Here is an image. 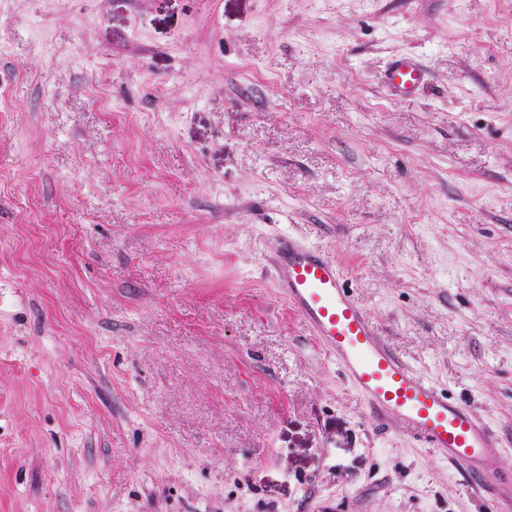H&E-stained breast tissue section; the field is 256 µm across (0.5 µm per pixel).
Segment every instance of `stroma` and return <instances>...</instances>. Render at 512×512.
<instances>
[{
    "label": "stroma",
    "mask_w": 512,
    "mask_h": 512,
    "mask_svg": "<svg viewBox=\"0 0 512 512\" xmlns=\"http://www.w3.org/2000/svg\"><path fill=\"white\" fill-rule=\"evenodd\" d=\"M288 234L511 471L512 0H0V512H512L374 431ZM386 77L398 94L406 95L423 82L425 73L414 59L400 58L391 64Z\"/></svg>",
    "instance_id": "35a3bbf8"
}]
</instances>
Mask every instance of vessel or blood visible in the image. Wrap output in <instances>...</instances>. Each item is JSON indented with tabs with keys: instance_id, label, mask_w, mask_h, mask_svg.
<instances>
[{
	"instance_id": "vessel-or-blood-1",
	"label": "vessel or blood",
	"mask_w": 512,
	"mask_h": 512,
	"mask_svg": "<svg viewBox=\"0 0 512 512\" xmlns=\"http://www.w3.org/2000/svg\"><path fill=\"white\" fill-rule=\"evenodd\" d=\"M424 77L422 66L411 58L397 59L387 72L389 84L401 95ZM275 271L276 288L364 397L376 423L402 424L424 447L466 468L479 485L498 486L501 499L512 502V472L500 474L479 466L495 439L493 431L380 340L335 261L288 236L279 241Z\"/></svg>"
}]
</instances>
